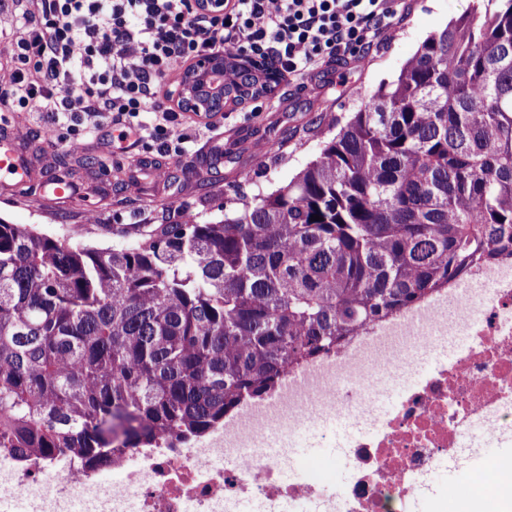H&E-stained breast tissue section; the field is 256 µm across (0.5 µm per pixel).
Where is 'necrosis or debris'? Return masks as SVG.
<instances>
[{
    "mask_svg": "<svg viewBox=\"0 0 512 512\" xmlns=\"http://www.w3.org/2000/svg\"><path fill=\"white\" fill-rule=\"evenodd\" d=\"M464 344L399 390L388 411L374 399L390 370L412 367L441 340ZM361 420L345 443L349 483L334 489L319 477L284 481L283 461L260 452L270 433L293 441L341 417ZM512 447V258L473 267L424 301L372 323L334 352L288 369L276 388L245 397L221 427L177 448L114 455L119 483L67 457L0 467V512H282L284 501L312 502L316 512H410L429 492L440 508L448 494L429 487L433 471ZM490 495L461 491L468 512H512V464Z\"/></svg>",
    "mask_w": 512,
    "mask_h": 512,
    "instance_id": "4bbe7bcc",
    "label": "necrosis or debris"
}]
</instances>
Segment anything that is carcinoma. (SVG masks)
Returning <instances> with one entry per match:
<instances>
[{"label":"carcinoma","mask_w":512,"mask_h":512,"mask_svg":"<svg viewBox=\"0 0 512 512\" xmlns=\"http://www.w3.org/2000/svg\"><path fill=\"white\" fill-rule=\"evenodd\" d=\"M224 69L226 102L276 82ZM328 125L288 184L132 248L0 218V455L109 465L201 437L286 367L512 257V0L430 34Z\"/></svg>","instance_id":"carcinoma-1"}]
</instances>
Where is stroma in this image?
<instances>
[{
  "mask_svg": "<svg viewBox=\"0 0 512 512\" xmlns=\"http://www.w3.org/2000/svg\"><path fill=\"white\" fill-rule=\"evenodd\" d=\"M395 30L370 54L348 56L331 66L306 73L302 88L280 83L270 95L241 105L226 103L213 113L219 129L209 137L196 113H182L188 134L200 154L167 156L151 140L138 144L121 139L111 122L85 139L79 151L52 147L37 137L38 113L14 120L0 106V123L10 122L21 145L40 174H65L80 187L69 202H55L30 190L24 196L0 194V217L14 224H31L50 237L117 249L133 246L144 224H176L183 213L210 221L220 215L223 197L239 189L254 196L285 185L320 152L329 116L353 111L358 99L383 80L392 78L431 33L470 14L476 0H395ZM282 144L275 156L260 155L263 141ZM163 167L167 181L148 177V169ZM498 449H483L481 457L463 469H440L435 486L448 492V512H462L461 488L480 481L493 491L494 481L484 466ZM303 465L296 474L305 480L312 467L324 469L330 485H344L345 467L332 449L312 446L296 456Z\"/></svg>",
  "mask_w": 512,
  "mask_h": 512,
  "instance_id": "1",
  "label": "stroma"
}]
</instances>
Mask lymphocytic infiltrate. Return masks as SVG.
Instances as JSON below:
<instances>
[{"label": "lymphocytic infiltrate", "instance_id": "lymphocytic-infiltrate-1", "mask_svg": "<svg viewBox=\"0 0 512 512\" xmlns=\"http://www.w3.org/2000/svg\"><path fill=\"white\" fill-rule=\"evenodd\" d=\"M198 2L31 0L0 99L47 112L40 134L51 145L79 150L65 132L94 133L108 116L121 138L179 156L190 137L159 93L180 66L227 50L298 79L318 63L369 53L394 17L391 0H219L206 11Z\"/></svg>", "mask_w": 512, "mask_h": 512}]
</instances>
